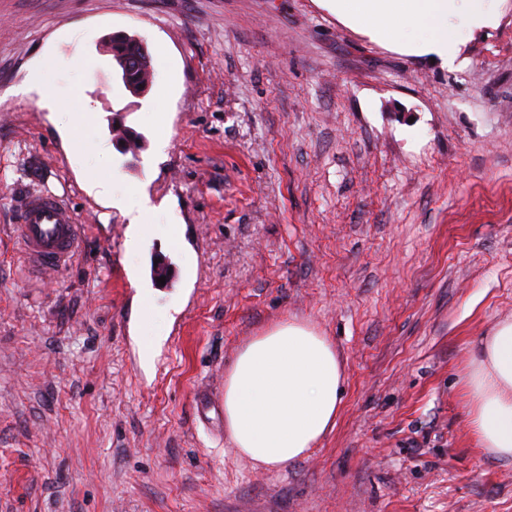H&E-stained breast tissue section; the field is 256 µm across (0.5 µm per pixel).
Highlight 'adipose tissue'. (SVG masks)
Wrapping results in <instances>:
<instances>
[{"label": "adipose tissue", "instance_id": "ef3b65f1", "mask_svg": "<svg viewBox=\"0 0 512 512\" xmlns=\"http://www.w3.org/2000/svg\"><path fill=\"white\" fill-rule=\"evenodd\" d=\"M336 14L388 45L454 64L469 24L489 18L493 0H327ZM86 191L128 218L126 247L139 251L148 198L129 202L114 178L87 180ZM467 425L478 448L512 461V321L481 337L462 375ZM342 369L331 340L284 321L253 337L224 380V426L235 451L276 468L304 457L336 424Z\"/></svg>", "mask_w": 512, "mask_h": 512}]
</instances>
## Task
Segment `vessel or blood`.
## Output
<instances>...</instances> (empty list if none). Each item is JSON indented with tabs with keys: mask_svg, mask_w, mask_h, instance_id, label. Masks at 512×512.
<instances>
[{
	"mask_svg": "<svg viewBox=\"0 0 512 512\" xmlns=\"http://www.w3.org/2000/svg\"><path fill=\"white\" fill-rule=\"evenodd\" d=\"M81 231L74 210L46 190L25 196L15 226L25 265L40 278L60 273L76 260Z\"/></svg>",
	"mask_w": 512,
	"mask_h": 512,
	"instance_id": "b4317fda",
	"label": "vessel or blood"
}]
</instances>
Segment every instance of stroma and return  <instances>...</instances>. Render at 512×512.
<instances>
[{
  "instance_id": "35a3bbf8",
  "label": "stroma",
  "mask_w": 512,
  "mask_h": 512,
  "mask_svg": "<svg viewBox=\"0 0 512 512\" xmlns=\"http://www.w3.org/2000/svg\"><path fill=\"white\" fill-rule=\"evenodd\" d=\"M116 32L148 47L144 97ZM37 68L56 109L17 94ZM85 174L149 195L140 252ZM44 188L86 226L51 282L12 235ZM287 320L333 342L342 409L267 469L197 399ZM507 320L512 0L453 69L321 0H0V512H512V461L476 448L460 383ZM157 335L173 352L145 362ZM124 33H119L116 35L112 34V59L115 64L119 67L120 70L123 69V62L128 59V57H134L136 55L146 58L147 61L141 67L137 68L139 65L138 57H134L126 62V69L131 68V63L134 62L135 66L128 74V84L123 82L124 86L128 89V92L132 95H140L145 93L148 88L152 85L155 77L154 70L151 66V57L147 48H145L146 55L141 53L143 49L142 46L136 43L132 36L125 37ZM134 86L135 90H130V86ZM139 85H142V88H139Z\"/></svg>"
}]
</instances>
